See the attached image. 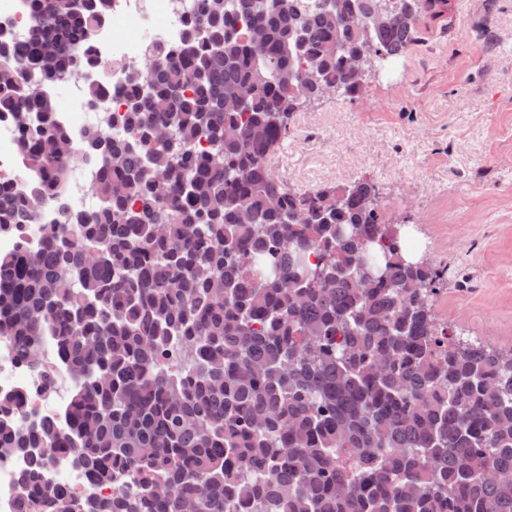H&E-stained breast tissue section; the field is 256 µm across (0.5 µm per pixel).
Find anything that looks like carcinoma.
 <instances>
[{
  "instance_id": "cac0c4a2",
  "label": "carcinoma",
  "mask_w": 512,
  "mask_h": 512,
  "mask_svg": "<svg viewBox=\"0 0 512 512\" xmlns=\"http://www.w3.org/2000/svg\"><path fill=\"white\" fill-rule=\"evenodd\" d=\"M111 2L28 0L24 48L0 32L22 174L0 175V233L24 230L0 252V343L30 366L50 347L48 385L72 382L57 416L0 394V448L26 460L17 512H512V484L486 477L512 473V356L448 338L440 273L367 209L376 184L298 192L272 166L290 86L315 73L355 96V55L373 43L384 69L447 0L370 33L342 25L352 0H191L76 141L49 89L99 66L78 45ZM81 156L93 209L69 199ZM62 458L111 494L48 481Z\"/></svg>"
}]
</instances>
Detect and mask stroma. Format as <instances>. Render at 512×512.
Listing matches in <instances>:
<instances>
[{"label": "stroma", "instance_id": "1", "mask_svg": "<svg viewBox=\"0 0 512 512\" xmlns=\"http://www.w3.org/2000/svg\"><path fill=\"white\" fill-rule=\"evenodd\" d=\"M272 164L302 191L374 182L445 273L449 335L512 350V0H448L360 95L294 113Z\"/></svg>", "mask_w": 512, "mask_h": 512}]
</instances>
